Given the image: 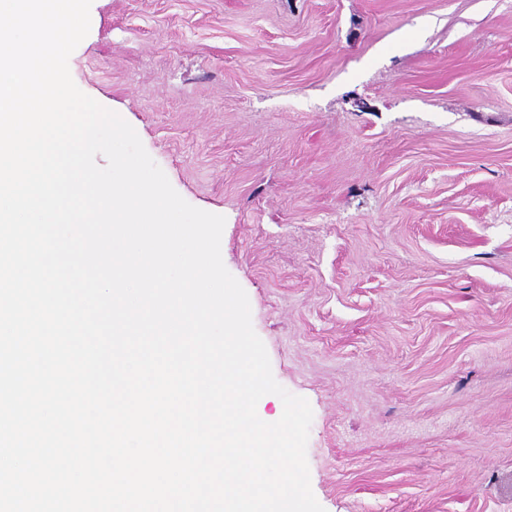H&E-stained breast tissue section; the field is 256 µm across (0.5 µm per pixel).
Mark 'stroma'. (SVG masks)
Instances as JSON below:
<instances>
[{
  "label": "stroma",
  "instance_id": "1",
  "mask_svg": "<svg viewBox=\"0 0 512 512\" xmlns=\"http://www.w3.org/2000/svg\"><path fill=\"white\" fill-rule=\"evenodd\" d=\"M78 88L224 216L326 512H512V0H93Z\"/></svg>",
  "mask_w": 512,
  "mask_h": 512
}]
</instances>
